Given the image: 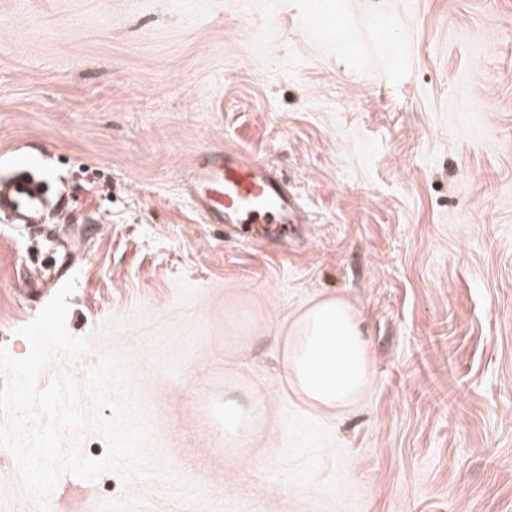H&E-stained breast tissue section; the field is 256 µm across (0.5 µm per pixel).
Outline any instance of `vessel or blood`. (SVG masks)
Segmentation results:
<instances>
[{
  "instance_id": "vessel-or-blood-1",
  "label": "vessel or blood",
  "mask_w": 512,
  "mask_h": 512,
  "mask_svg": "<svg viewBox=\"0 0 512 512\" xmlns=\"http://www.w3.org/2000/svg\"><path fill=\"white\" fill-rule=\"evenodd\" d=\"M44 180L20 170L0 179V222L44 223ZM182 196L207 224L243 244L276 245L294 237L304 211L293 185L270 163L212 148L186 166Z\"/></svg>"
}]
</instances>
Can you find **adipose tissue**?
<instances>
[{
	"instance_id": "obj_1",
	"label": "adipose tissue",
	"mask_w": 512,
	"mask_h": 512,
	"mask_svg": "<svg viewBox=\"0 0 512 512\" xmlns=\"http://www.w3.org/2000/svg\"><path fill=\"white\" fill-rule=\"evenodd\" d=\"M279 351L292 391L316 410L350 405L371 379L357 312L340 297L317 296L293 314L280 331Z\"/></svg>"
}]
</instances>
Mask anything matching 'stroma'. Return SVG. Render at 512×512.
<instances>
[{"label":"stroma","mask_w":512,"mask_h":512,"mask_svg":"<svg viewBox=\"0 0 512 512\" xmlns=\"http://www.w3.org/2000/svg\"><path fill=\"white\" fill-rule=\"evenodd\" d=\"M213 147L297 186L304 246L199 222L181 165ZM21 162L71 220L49 284L0 222V346L25 357L76 277L89 348L38 385L121 358L172 475L65 474L49 512H512V0H0V173ZM321 294L373 362L333 416L277 342ZM228 391L264 406L251 448ZM253 404L243 401L232 392L224 394V431L233 434L244 444L260 418L253 415Z\"/></svg>","instance_id":"stroma-1"}]
</instances>
